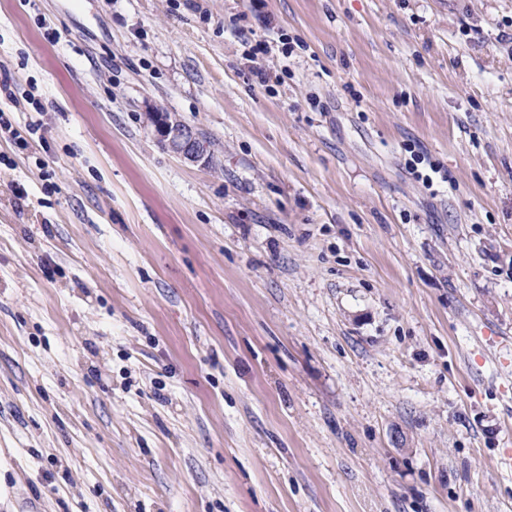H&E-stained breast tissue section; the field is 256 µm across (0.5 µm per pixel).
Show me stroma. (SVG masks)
<instances>
[{
    "label": "stroma",
    "mask_w": 512,
    "mask_h": 512,
    "mask_svg": "<svg viewBox=\"0 0 512 512\" xmlns=\"http://www.w3.org/2000/svg\"><path fill=\"white\" fill-rule=\"evenodd\" d=\"M3 81L0 512H512V0H0ZM154 132L164 147L176 157L200 166H209L212 155L207 144L170 112H150L148 116Z\"/></svg>",
    "instance_id": "35a3bbf8"
}]
</instances>
